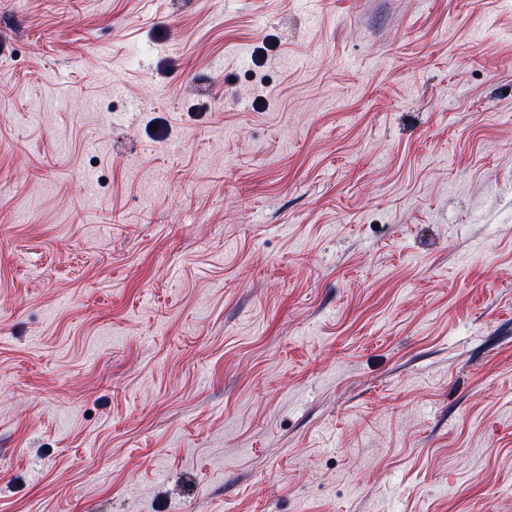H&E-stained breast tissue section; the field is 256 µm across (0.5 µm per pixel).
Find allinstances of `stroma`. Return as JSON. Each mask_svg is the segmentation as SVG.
<instances>
[{"label":"stroma","instance_id":"1","mask_svg":"<svg viewBox=\"0 0 512 512\" xmlns=\"http://www.w3.org/2000/svg\"><path fill=\"white\" fill-rule=\"evenodd\" d=\"M0 512H512V6L0 0Z\"/></svg>","mask_w":512,"mask_h":512}]
</instances>
